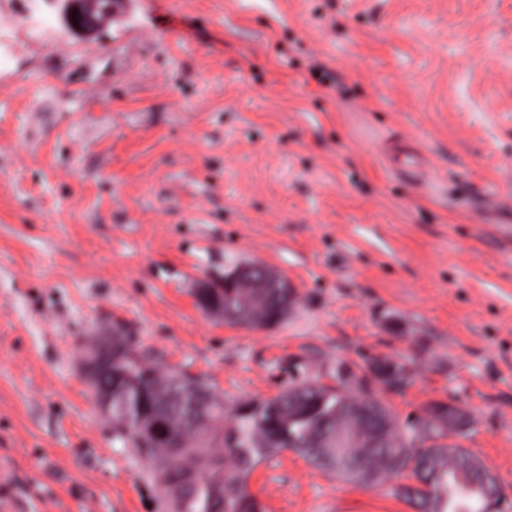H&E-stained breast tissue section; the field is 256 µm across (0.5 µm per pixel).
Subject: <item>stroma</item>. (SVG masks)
<instances>
[{"mask_svg":"<svg viewBox=\"0 0 512 512\" xmlns=\"http://www.w3.org/2000/svg\"><path fill=\"white\" fill-rule=\"evenodd\" d=\"M17 49L0 73V500L11 512H163L79 369L121 322L140 350L241 402L337 363L408 360L399 415L455 398L512 501V0H127L118 22ZM335 73L320 83L315 64ZM415 138L433 178L393 176ZM282 270L278 326L207 316L194 290ZM266 512H414L286 450Z\"/></svg>","mask_w":512,"mask_h":512,"instance_id":"obj_1","label":"stroma"}]
</instances>
